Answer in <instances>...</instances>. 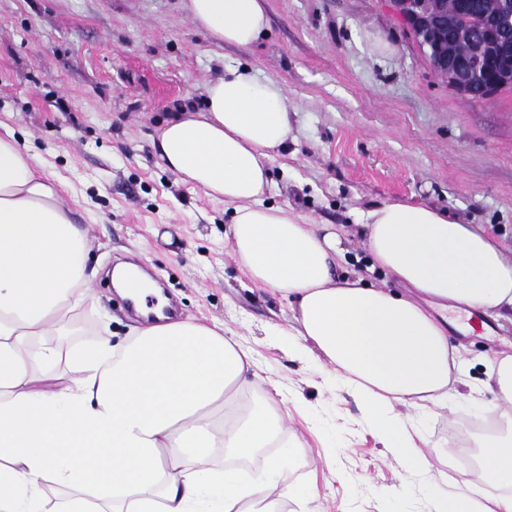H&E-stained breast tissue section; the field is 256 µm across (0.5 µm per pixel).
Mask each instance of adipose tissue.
<instances>
[{
	"mask_svg": "<svg viewBox=\"0 0 512 512\" xmlns=\"http://www.w3.org/2000/svg\"><path fill=\"white\" fill-rule=\"evenodd\" d=\"M216 46L243 50L266 31V0H183ZM281 88L248 67H226L205 107L167 120L158 136L165 169L233 208L224 233L247 277L284 299L295 334L333 366L363 415L389 443L409 432L396 412L442 405L463 381L457 347L430 313L455 303L488 318L512 312V258L486 233L439 208L387 202L365 214L368 268L415 296L338 278L342 230L265 204L269 163L288 147ZM86 244L35 157L0 123V512H276L272 488L307 496L284 476L300 451L284 416L260 393L250 352L223 326L192 320L146 325L112 344H70L64 323L89 276ZM66 361L72 376L58 383ZM501 422L483 445L487 479L512 486V354L487 367ZM265 451L260 477L216 469L220 455Z\"/></svg>",
	"mask_w": 512,
	"mask_h": 512,
	"instance_id": "ef3b65f1",
	"label": "adipose tissue"
}]
</instances>
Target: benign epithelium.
Listing matches in <instances>:
<instances>
[{"mask_svg": "<svg viewBox=\"0 0 512 512\" xmlns=\"http://www.w3.org/2000/svg\"><path fill=\"white\" fill-rule=\"evenodd\" d=\"M447 0H392L393 8L436 76L475 102L494 97L512 78V0L485 20L488 38L465 61L451 45L454 20Z\"/></svg>", "mask_w": 512, "mask_h": 512, "instance_id": "7a95c632", "label": "benign epithelium"}]
</instances>
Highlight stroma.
I'll use <instances>...</instances> for the list:
<instances>
[{
    "mask_svg": "<svg viewBox=\"0 0 512 512\" xmlns=\"http://www.w3.org/2000/svg\"><path fill=\"white\" fill-rule=\"evenodd\" d=\"M268 28L250 50L215 46L181 0H0V122L14 129L57 186L88 244L85 301L71 340L113 342L137 325L108 272L129 258L167 285L181 319L224 325L276 383L289 440L303 445L288 479L308 487L282 512H437L455 490H501L463 460L494 425L485 363L512 349V320L466 331L467 308H436L460 345L466 382L447 407L403 408L418 427L428 472L385 447L333 367L288 352L295 321L250 283L224 231L232 212L166 170L154 143L178 107L203 108L206 85L246 65L280 86L291 138L270 165L268 203L345 231L341 276L376 287L361 224L372 207H440L512 250V90L474 102L431 71L390 0H268ZM389 52L375 49V39ZM457 479L445 481L446 465Z\"/></svg>",
    "mask_w": 512,
    "mask_h": 512,
    "instance_id": "1",
    "label": "stroma"
}]
</instances>
